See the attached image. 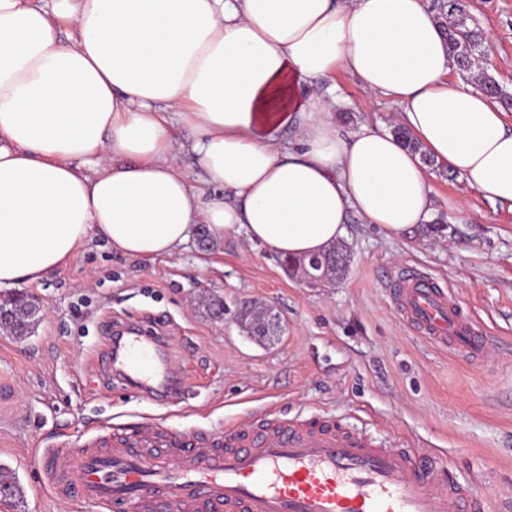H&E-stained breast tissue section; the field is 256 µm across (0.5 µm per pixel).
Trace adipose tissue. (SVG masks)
Listing matches in <instances>:
<instances>
[{
    "label": "adipose tissue",
    "instance_id": "1",
    "mask_svg": "<svg viewBox=\"0 0 512 512\" xmlns=\"http://www.w3.org/2000/svg\"><path fill=\"white\" fill-rule=\"evenodd\" d=\"M454 67L426 0H0V289L98 237L155 258L203 224L307 257L353 213L389 237L427 223L418 156L374 126L343 132L334 88L317 92L341 71L397 99L437 163L512 206V128ZM176 121L207 189L182 169Z\"/></svg>",
    "mask_w": 512,
    "mask_h": 512
}]
</instances>
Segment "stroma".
<instances>
[{"label": "stroma", "mask_w": 512, "mask_h": 512, "mask_svg": "<svg viewBox=\"0 0 512 512\" xmlns=\"http://www.w3.org/2000/svg\"><path fill=\"white\" fill-rule=\"evenodd\" d=\"M467 4L488 46L483 70L512 94V0ZM334 82L333 116L343 131L399 126L394 98L368 95L343 71ZM427 174L444 234L416 228L390 239L350 215L342 241L350 268L339 282L289 278L276 255L228 236L207 252L191 242L153 259L121 256L97 239L26 285L41 307L34 332L0 331V463L24 490L12 512H101L78 498L56 500L29 450L83 442L109 422L183 434L272 418L328 420L385 448L433 451L490 507L512 499V208L486 200L463 177L448 179L446 169ZM405 266L451 288L488 327L481 363L438 350L406 325L389 286ZM208 298L223 300V317L202 308ZM247 299L279 312L273 342L257 344L240 330L236 312ZM124 320L168 334L178 395L158 400L100 366L109 326Z\"/></svg>", "instance_id": "35a3bbf8"}]
</instances>
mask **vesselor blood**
<instances>
[{"instance_id":"b4317fda","label":"vessel or blood","mask_w":512,"mask_h":512,"mask_svg":"<svg viewBox=\"0 0 512 512\" xmlns=\"http://www.w3.org/2000/svg\"><path fill=\"white\" fill-rule=\"evenodd\" d=\"M396 304L427 340L480 362L487 338L447 288L420 271H397ZM167 337L127 330L108 354L129 385L171 391ZM146 427L110 446L45 448L51 493L103 512H484L483 501L443 474L435 456L377 448L333 425L277 420L245 435L194 438Z\"/></svg>"}]
</instances>
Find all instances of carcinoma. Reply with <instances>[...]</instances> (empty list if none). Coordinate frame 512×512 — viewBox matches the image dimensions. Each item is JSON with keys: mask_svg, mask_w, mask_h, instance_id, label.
<instances>
[{"mask_svg": "<svg viewBox=\"0 0 512 512\" xmlns=\"http://www.w3.org/2000/svg\"><path fill=\"white\" fill-rule=\"evenodd\" d=\"M432 10L448 41V48L455 60L457 70L468 73L479 67L483 47L481 30L469 26L471 17L462 0H432ZM482 90L491 99L498 101L505 110L512 109V97L503 91L498 84L488 76L481 79ZM0 311L12 316L8 323L10 330L24 332L39 321L40 305L24 292H0ZM237 319L250 337L273 336L277 329L263 324L264 311L255 307L241 306L238 308ZM23 496V487L15 472L0 464V508H11Z\"/></svg>", "mask_w": 512, "mask_h": 512, "instance_id": "carcinoma-1", "label": "carcinoma"}]
</instances>
